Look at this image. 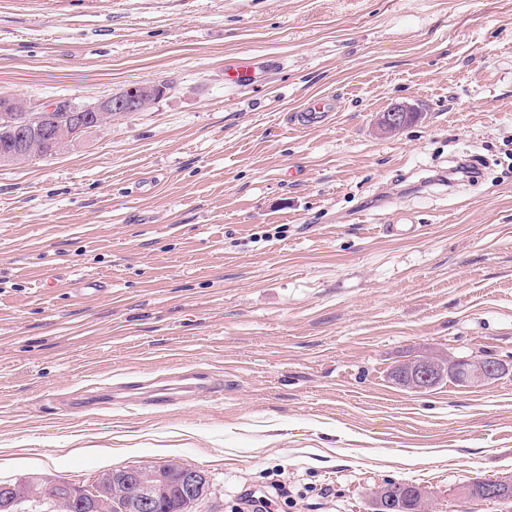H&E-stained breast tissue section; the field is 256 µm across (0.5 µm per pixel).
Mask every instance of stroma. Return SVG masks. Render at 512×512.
I'll list each match as a JSON object with an SVG mask.
<instances>
[{
  "mask_svg": "<svg viewBox=\"0 0 512 512\" xmlns=\"http://www.w3.org/2000/svg\"><path fill=\"white\" fill-rule=\"evenodd\" d=\"M138 84L165 94L0 167V481L170 460L209 475L201 512H368L390 481L512 512L448 495L512 472V377H389L512 361V0H0V97ZM171 379L187 400L149 404ZM335 102L331 98L317 99L303 112L295 116V122L299 125H309L311 121L328 118L334 112ZM512 374V364L497 358L455 357L436 354L412 358L397 365L391 375L402 387L414 392L436 388L448 380L460 388H472Z\"/></svg>",
  "mask_w": 512,
  "mask_h": 512,
  "instance_id": "obj_1",
  "label": "stroma"
}]
</instances>
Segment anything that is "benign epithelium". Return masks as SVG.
Listing matches in <instances>:
<instances>
[{
    "label": "benign epithelium",
    "instance_id": "7a95c632",
    "mask_svg": "<svg viewBox=\"0 0 512 512\" xmlns=\"http://www.w3.org/2000/svg\"><path fill=\"white\" fill-rule=\"evenodd\" d=\"M159 97L151 84L130 87L91 104H23L11 98L0 100V127L6 144L0 150V166L16 165L43 154L61 152L78 137L103 124L104 117L114 114L142 112ZM67 113L61 122L54 113ZM412 117L403 107L384 113L381 131L392 133L401 129ZM512 374V364L497 358L455 357L438 354L412 358L397 365L392 377L402 387L414 392L431 390L450 379L460 388H472ZM177 484L184 487L185 506L198 512L199 503L211 487L208 475L195 468L173 462H157L99 473L88 485L60 480L26 478L0 482V507L44 509L59 512L81 508L86 512H151L166 489ZM505 489L512 490V475L499 478H472L449 489V495L462 501L505 502ZM399 503L381 491L371 498V512H398Z\"/></svg>",
    "mask_w": 512,
    "mask_h": 512
}]
</instances>
